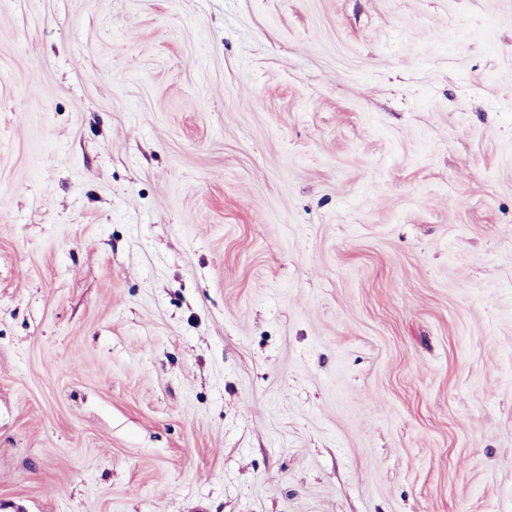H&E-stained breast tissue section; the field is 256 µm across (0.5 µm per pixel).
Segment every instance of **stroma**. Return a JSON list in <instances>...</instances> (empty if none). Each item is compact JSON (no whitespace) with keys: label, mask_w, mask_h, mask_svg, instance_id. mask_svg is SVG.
Wrapping results in <instances>:
<instances>
[{"label":"stroma","mask_w":512,"mask_h":512,"mask_svg":"<svg viewBox=\"0 0 512 512\" xmlns=\"http://www.w3.org/2000/svg\"><path fill=\"white\" fill-rule=\"evenodd\" d=\"M0 512H512V0H0Z\"/></svg>","instance_id":"1"}]
</instances>
